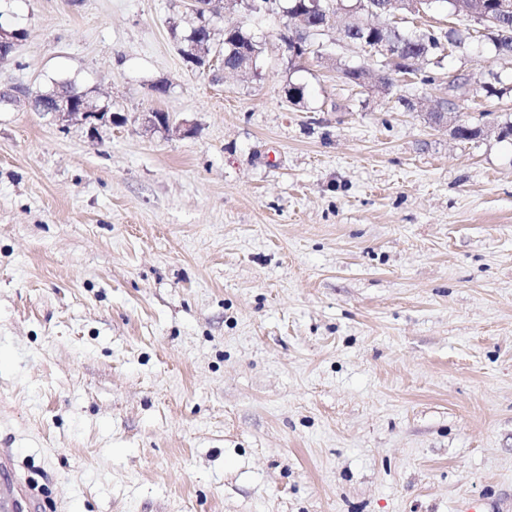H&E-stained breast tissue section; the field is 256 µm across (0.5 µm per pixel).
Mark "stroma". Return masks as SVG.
<instances>
[{
	"label": "stroma",
	"instance_id": "1",
	"mask_svg": "<svg viewBox=\"0 0 512 512\" xmlns=\"http://www.w3.org/2000/svg\"><path fill=\"white\" fill-rule=\"evenodd\" d=\"M188 15L0 0V91L123 117L0 105V446L58 512H512V140L430 118L512 121V58L403 16L471 36L384 92L338 22L295 67L282 11L213 0L267 46L250 81L183 61ZM42 111L54 114L57 121L64 126H83L88 138L93 142L99 139L103 126L112 125V115L107 118L101 106L89 98L83 97L78 104L70 98L64 99L57 106L44 104Z\"/></svg>",
	"mask_w": 512,
	"mask_h": 512
}]
</instances>
